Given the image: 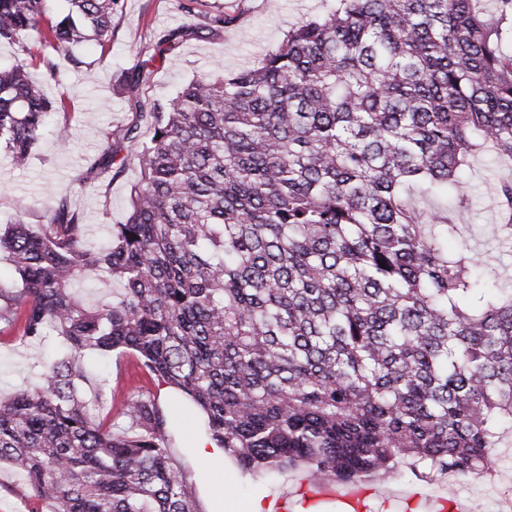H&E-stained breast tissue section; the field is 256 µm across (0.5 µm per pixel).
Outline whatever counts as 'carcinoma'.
Here are the masks:
<instances>
[{
    "label": "carcinoma",
    "mask_w": 512,
    "mask_h": 512,
    "mask_svg": "<svg viewBox=\"0 0 512 512\" xmlns=\"http://www.w3.org/2000/svg\"><path fill=\"white\" fill-rule=\"evenodd\" d=\"M0 0V43L112 37L119 0ZM224 13L156 36L159 54ZM512 0H335L255 66L217 67L109 134L84 184L125 172L130 214L85 245L67 199L44 224L0 229V324L55 339L31 388L0 393V462L54 512H196L156 400L112 403L84 356L135 353L207 416L244 473L302 469L348 486L407 470L482 477L512 447V276L449 216L476 160H512ZM147 62L125 78L139 95ZM54 109L23 66L0 68V145L23 165ZM512 248V179L487 168ZM459 246L448 250V241ZM107 271L87 306L77 278ZM92 395H87V388ZM75 291L82 296L89 305H94L99 300L112 296V291L120 288L116 282L112 281V277L106 276L102 282L96 284L95 287L84 280H77L73 284Z\"/></svg>",
    "instance_id": "carcinoma-1"
}]
</instances>
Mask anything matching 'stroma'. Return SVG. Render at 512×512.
<instances>
[{"instance_id": "35a3bbf8", "label": "stroma", "mask_w": 512, "mask_h": 512, "mask_svg": "<svg viewBox=\"0 0 512 512\" xmlns=\"http://www.w3.org/2000/svg\"><path fill=\"white\" fill-rule=\"evenodd\" d=\"M183 0H120L112 24V38L102 43L89 40L74 47L80 66L65 61L62 54L40 45L36 34H29L23 46L0 45V66H24L46 97L56 103L50 130L34 147L26 166L11 162L6 149H0V224L23 222L40 224L50 205L58 199L72 201L89 226L88 244H95L108 227L125 223L130 210V184L135 168L113 178L109 187L98 181L77 184V170L87 168L106 144L107 132L129 125L136 119L140 103L171 98L177 89L194 77L222 66L234 72L260 61L276 47L289 29L299 23L326 15L331 0H198L195 16H187ZM224 14L221 36H202L185 41L170 54L154 55L159 32L190 23L205 25L215 12ZM62 71L60 81L44 78L46 61ZM147 62L151 78L144 87L141 102L130 100L122 89L127 71ZM68 127L67 147H60L58 130ZM12 331L0 335V393L23 389L34 383L41 367L38 356L55 350L48 342L36 350L12 341ZM92 370H105L112 388V410L141 397L155 398L171 423L170 453L192 487L197 512H210L212 497L205 489L210 463L195 459L190 444L200 431L195 410L156 376L142 367L132 353H112L87 360ZM305 473L294 470L254 484L238 469L225 468L223 483L242 500L267 492L290 500L302 512H350L339 498H307L301 492ZM452 498L482 503L486 512H501V503L512 498V467L497 468L492 478L451 477L433 485L406 476L375 484L362 512H431L432 502ZM51 502L31 507L24 480L9 464L0 465V512H53Z\"/></svg>"}]
</instances>
